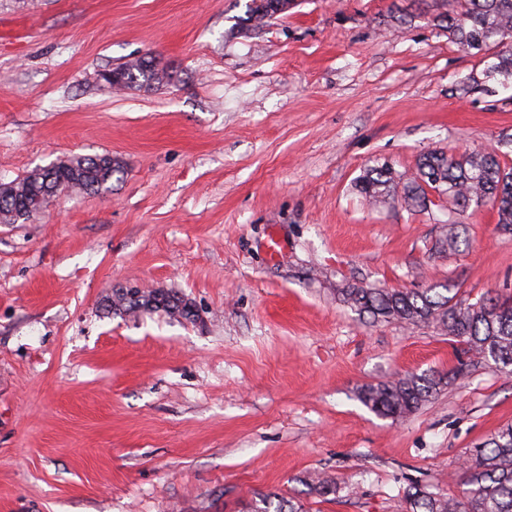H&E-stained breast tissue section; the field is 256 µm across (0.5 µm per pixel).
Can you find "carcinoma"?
<instances>
[{
    "label": "carcinoma",
    "instance_id": "obj_1",
    "mask_svg": "<svg viewBox=\"0 0 512 512\" xmlns=\"http://www.w3.org/2000/svg\"><path fill=\"white\" fill-rule=\"evenodd\" d=\"M429 13L434 27L448 39L475 56L492 53L494 62L486 76L500 75L512 80V0H433ZM272 15L259 9L256 0L248 5L240 27L259 30ZM123 73L122 88L141 90L162 83L167 71L155 59L143 57L116 67ZM119 164L109 155L85 156L47 168L36 167L24 177L0 183V224L28 221L48 203L59 179L72 183V190L98 192L107 188ZM356 190L375 204L400 203L409 208L427 207L429 192L453 205L461 216L471 207L487 203L496 208L497 224L512 231V167L501 162L496 150L467 151L462 154L431 152L420 157L407 178L386 165L373 166L358 177ZM340 303L359 318L373 323L405 326L432 324L452 337L467 351H477L493 362L500 372L512 374V301L489 296L466 303L452 288L422 290L372 288L348 284L336 289ZM107 312L134 313L162 308L172 316L193 317L190 305L176 292L119 288L104 299ZM443 378L433 373L406 374L397 379L362 387L359 398L380 416L402 419L440 392ZM467 495L453 498L430 491L422 485L409 488L406 512H512V424L491 435L475 457L465 461ZM312 493L325 499L336 486L327 476L309 483ZM247 512H309L305 505L277 493H258Z\"/></svg>",
    "mask_w": 512,
    "mask_h": 512
}]
</instances>
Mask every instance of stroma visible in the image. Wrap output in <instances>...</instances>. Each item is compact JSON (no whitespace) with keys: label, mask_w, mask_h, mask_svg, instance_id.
Returning a JSON list of instances; mask_svg holds the SVG:
<instances>
[{"label":"stroma","mask_w":512,"mask_h":512,"mask_svg":"<svg viewBox=\"0 0 512 512\" xmlns=\"http://www.w3.org/2000/svg\"><path fill=\"white\" fill-rule=\"evenodd\" d=\"M299 0L244 33L249 0H0V182L110 154L108 190L0 224V512H404L411 483L460 495L474 446L512 424V376L427 324L360 321L337 288L450 284L512 296V232L367 204L365 168L512 142V89L391 2ZM168 83L100 75L143 56ZM282 243L270 259V235ZM195 317L110 314L119 288ZM463 375H456L459 361ZM440 392L395 421L361 387L408 373ZM331 476L322 499L308 479ZM248 509L247 512H309L303 503L286 499L274 492L257 493Z\"/></svg>","instance_id":"obj_1"}]
</instances>
